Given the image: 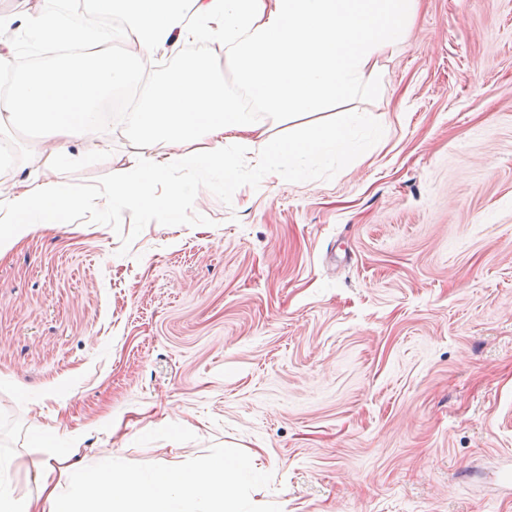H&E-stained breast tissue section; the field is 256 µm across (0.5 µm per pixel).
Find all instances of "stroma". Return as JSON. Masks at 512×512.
Returning <instances> with one entry per match:
<instances>
[{
  "instance_id": "35a3bbf8",
  "label": "stroma",
  "mask_w": 512,
  "mask_h": 512,
  "mask_svg": "<svg viewBox=\"0 0 512 512\" xmlns=\"http://www.w3.org/2000/svg\"><path fill=\"white\" fill-rule=\"evenodd\" d=\"M348 152L88 207L0 257V451L263 455L265 512H512V0H420ZM66 190L105 191L120 122ZM43 132L0 131L17 176Z\"/></svg>"
}]
</instances>
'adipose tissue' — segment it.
I'll use <instances>...</instances> for the list:
<instances>
[{
    "label": "adipose tissue",
    "instance_id": "obj_1",
    "mask_svg": "<svg viewBox=\"0 0 512 512\" xmlns=\"http://www.w3.org/2000/svg\"><path fill=\"white\" fill-rule=\"evenodd\" d=\"M84 10L122 19L127 36L154 52L214 40L240 90L258 106L244 111L224 96L209 59L196 57L166 75L161 92L127 117L139 147L112 177L109 200L134 205L149 198L170 172L206 163L231 176L240 168L267 173L348 147L362 123L356 112L340 123L310 127L289 146L273 142L270 116L313 112L336 95L364 93L386 46L406 39L418 0H83ZM0 60L19 43L53 41L67 60L35 71L0 94V128L33 124L50 132L47 171L14 179L0 198V253L19 240L86 207L96 194L63 190L51 173L74 159L71 144L99 125L100 103L126 86L129 58L114 52L110 31L88 40L85 27L62 23L58 0H41L23 23L0 16ZM76 448L48 453L33 487L18 491L5 474L24 468L22 456L0 454V512H245L237 485H256L257 456L231 464L202 460L138 471L114 463L85 464Z\"/></svg>",
    "mask_w": 512,
    "mask_h": 512
}]
</instances>
